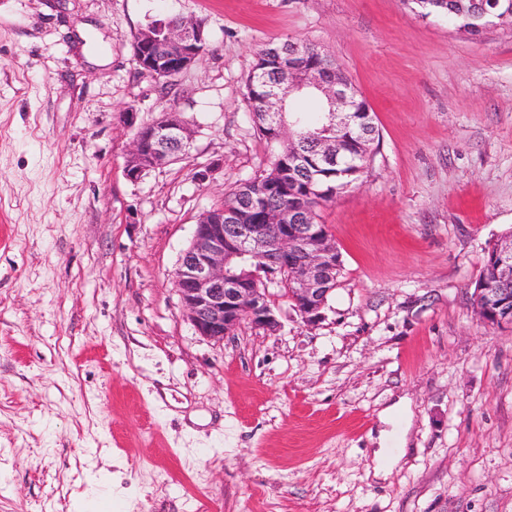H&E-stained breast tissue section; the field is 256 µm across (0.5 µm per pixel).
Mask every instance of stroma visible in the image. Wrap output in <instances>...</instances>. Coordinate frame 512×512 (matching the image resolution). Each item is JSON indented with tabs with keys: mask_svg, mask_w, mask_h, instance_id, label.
<instances>
[{
	"mask_svg": "<svg viewBox=\"0 0 512 512\" xmlns=\"http://www.w3.org/2000/svg\"><path fill=\"white\" fill-rule=\"evenodd\" d=\"M206 22L172 83L132 42ZM292 38L375 115L362 177L319 211L344 270L319 322L223 340L173 271L199 216L268 168L256 53ZM176 113L178 161L125 172ZM207 171L199 180V171ZM512 234V23L471 37L414 0H0V512H512V327L473 288ZM174 114L166 112L151 122L141 123L135 127L133 148L125 165L126 175L129 178L137 180L144 173L149 172L147 170L150 167H162L185 152L183 143L190 139V135L186 126ZM144 129L148 130L142 132L143 137H147L150 132L147 140H143L139 133ZM151 155L154 157L153 164L151 165L149 159L146 164H143L145 158ZM146 165L151 166L146 167Z\"/></svg>",
	"mask_w": 512,
	"mask_h": 512,
	"instance_id": "1",
	"label": "stroma"
}]
</instances>
